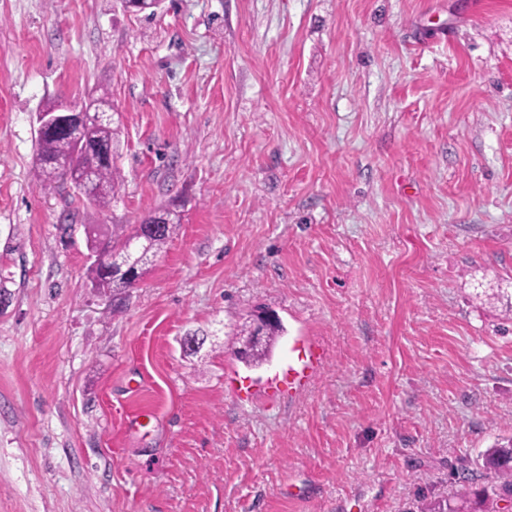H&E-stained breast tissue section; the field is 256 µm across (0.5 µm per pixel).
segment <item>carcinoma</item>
<instances>
[{"instance_id":"cac0c4a2","label":"carcinoma","mask_w":512,"mask_h":512,"mask_svg":"<svg viewBox=\"0 0 512 512\" xmlns=\"http://www.w3.org/2000/svg\"><path fill=\"white\" fill-rule=\"evenodd\" d=\"M90 105L91 119L83 128L84 145L79 148L67 136L44 133L37 141L33 173L46 189L65 181L70 172L84 174L91 184V194L87 199L105 209L109 207L120 187L121 175L117 158L121 126L115 121L112 106L105 98H94ZM143 223L157 224L159 230L141 237L136 227L115 224L110 240L112 257L129 269L136 278L141 277L143 270L165 251L177 224L181 223V216L174 210H167L148 216ZM90 274L94 286L103 291H117L127 287L122 276L111 277L97 266L90 269ZM282 333V325L270 327L264 342L251 348L240 361L250 367L263 364ZM485 465L494 470L497 481L477 492L473 501L470 500V494H464L461 496V504L471 502L475 510L496 512L498 502L503 496L512 494V439L504 445L490 449L485 456Z\"/></svg>"}]
</instances>
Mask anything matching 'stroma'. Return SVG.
<instances>
[{
	"label": "stroma",
	"mask_w": 512,
	"mask_h": 512,
	"mask_svg": "<svg viewBox=\"0 0 512 512\" xmlns=\"http://www.w3.org/2000/svg\"><path fill=\"white\" fill-rule=\"evenodd\" d=\"M101 94L105 209L32 174L36 114ZM166 208L93 288L89 235ZM301 336L321 371L265 402ZM510 436L512 0H0V512H414ZM154 223L160 225L159 230L151 235L140 237L136 226L129 224L113 225L112 258L124 265L125 268L140 278L144 269L153 263L166 249L173 237L177 224L181 223V216L177 211L167 210L158 215H150L141 224ZM151 224L150 230L155 232L156 226ZM137 241V247L133 248L131 240ZM118 264H112V273H115L119 276H109L104 274L98 266L93 265V268L90 269V274L92 276L95 288H99L103 291L111 290L117 291L121 288H129L125 279L121 276L124 272L122 267L118 268ZM279 316L270 311V310H258L254 314L253 317V329H252V336H247L250 331V324L248 322V319L241 325L239 330L234 334L235 342L234 344L239 346L241 336H246L248 339L252 342L258 341L263 337L264 332V326L268 323L275 322L279 320ZM283 331L282 323L270 327L264 342L259 346L252 347L247 355L244 357H238V359L250 367L262 365L267 361L274 343L277 338L281 336Z\"/></svg>",
	"instance_id": "stroma-1"
}]
</instances>
